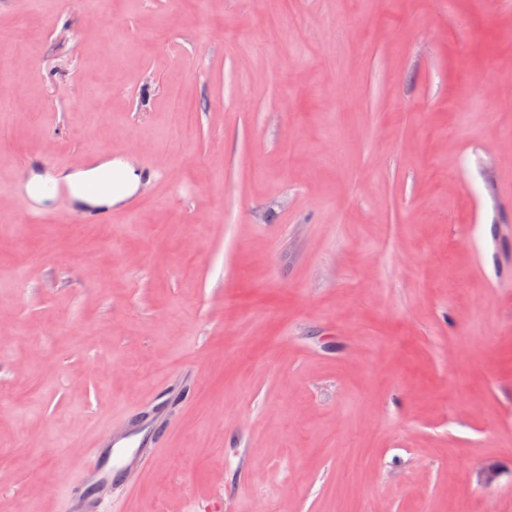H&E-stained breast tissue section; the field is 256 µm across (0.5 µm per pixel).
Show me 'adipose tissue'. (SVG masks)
Returning <instances> with one entry per match:
<instances>
[{"mask_svg":"<svg viewBox=\"0 0 512 512\" xmlns=\"http://www.w3.org/2000/svg\"><path fill=\"white\" fill-rule=\"evenodd\" d=\"M141 184V173L132 159L104 157L73 171H30L25 190L33 202L42 205L63 185L79 208L107 211L124 204Z\"/></svg>","mask_w":512,"mask_h":512,"instance_id":"adipose-tissue-1","label":"adipose tissue"}]
</instances>
